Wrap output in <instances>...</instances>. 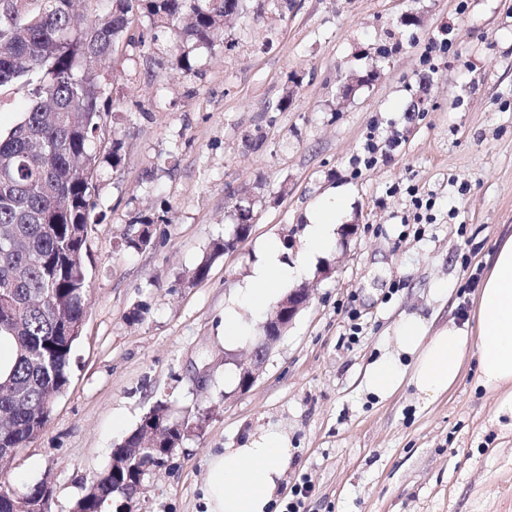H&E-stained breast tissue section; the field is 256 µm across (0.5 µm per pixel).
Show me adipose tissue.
Returning <instances> with one entry per match:
<instances>
[{
    "label": "adipose tissue",
    "mask_w": 512,
    "mask_h": 512,
    "mask_svg": "<svg viewBox=\"0 0 512 512\" xmlns=\"http://www.w3.org/2000/svg\"><path fill=\"white\" fill-rule=\"evenodd\" d=\"M347 216L342 196L328 193L305 213V247L298 264L282 259V248L265 242L261 258L242 286L224 302V344L252 341L258 320L275 296L302 279L336 242ZM474 326L450 322L432 328L419 315L401 318L386 335L387 348L365 370L364 387L386 400L406 386L431 404L459 382L469 351L478 355L479 387L498 393L496 415L512 420V235L497 242L481 281ZM290 450L285 431L270 427L246 443L211 455L204 486L206 512H274Z\"/></svg>",
    "instance_id": "1"
}]
</instances>
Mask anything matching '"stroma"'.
<instances>
[{"mask_svg": "<svg viewBox=\"0 0 512 512\" xmlns=\"http://www.w3.org/2000/svg\"><path fill=\"white\" fill-rule=\"evenodd\" d=\"M168 44L123 42L99 65L123 108L104 132L122 161L98 157L91 199L106 218L88 237L86 318L67 389L13 463L15 492L50 482L49 512H74L163 400L193 432L137 512H205L208 455L269 426L288 435L280 496L307 478L305 512H512V430L476 384V355L428 406L409 388L383 402L361 388L401 317L470 320L485 259L512 232V0H292L228 23L187 75ZM371 137L400 145L363 170ZM332 188L355 235L311 267L310 301L254 384L225 383L250 353L224 345L225 298L264 242L287 241L296 260L302 215ZM243 199L251 235L216 252ZM141 220L151 244L118 250Z\"/></svg>", "mask_w": 512, "mask_h": 512, "instance_id": "35a3bbf8", "label": "stroma"}]
</instances>
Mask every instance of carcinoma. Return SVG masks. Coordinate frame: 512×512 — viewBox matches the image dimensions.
I'll use <instances>...</instances> for the list:
<instances>
[{
	"instance_id": "obj_1",
	"label": "carcinoma",
	"mask_w": 512,
	"mask_h": 512,
	"mask_svg": "<svg viewBox=\"0 0 512 512\" xmlns=\"http://www.w3.org/2000/svg\"><path fill=\"white\" fill-rule=\"evenodd\" d=\"M72 0H13L14 19L0 15V88L18 85L28 100L20 120L0 129V230L14 247L0 249V337L15 347L10 368L0 373V448L27 447L46 427L50 398L69 383L88 290L85 257L88 227L104 221L90 203L97 172L94 149L102 141L100 101L106 77L92 63L109 57L124 38L143 46L170 36L179 69L193 70V51L223 42L224 25L247 10L249 0H110V8L79 25ZM150 26L131 34L133 10ZM142 221L124 238L141 250L152 239ZM167 403L118 445L128 464L91 477L77 512H99L105 502L131 499L148 451L130 454L145 425L170 424ZM0 471V512H42L39 485L18 494Z\"/></svg>"
}]
</instances>
